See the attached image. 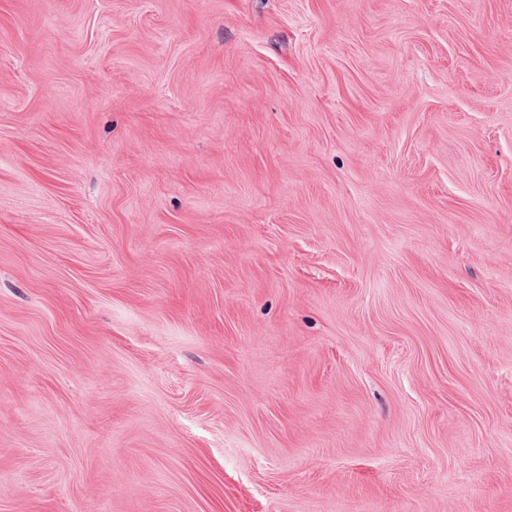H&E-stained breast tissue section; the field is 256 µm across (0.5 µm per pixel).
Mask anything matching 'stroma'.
Here are the masks:
<instances>
[{"label":"stroma","instance_id":"1","mask_svg":"<svg viewBox=\"0 0 512 512\" xmlns=\"http://www.w3.org/2000/svg\"><path fill=\"white\" fill-rule=\"evenodd\" d=\"M0 512H512V0H0Z\"/></svg>","mask_w":512,"mask_h":512}]
</instances>
